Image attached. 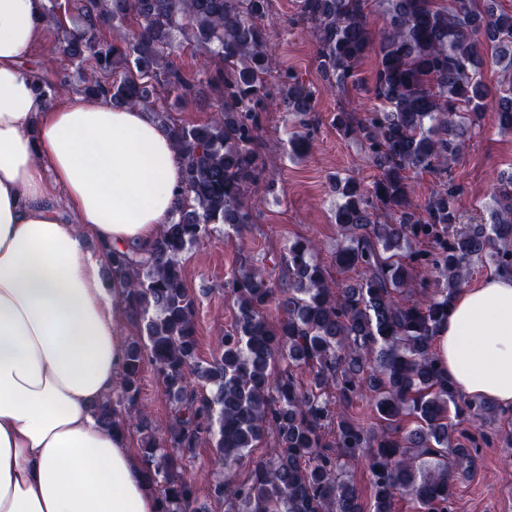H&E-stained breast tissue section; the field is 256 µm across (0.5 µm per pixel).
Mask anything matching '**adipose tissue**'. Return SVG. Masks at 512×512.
<instances>
[{
	"instance_id": "ef3b65f1",
	"label": "adipose tissue",
	"mask_w": 512,
	"mask_h": 512,
	"mask_svg": "<svg viewBox=\"0 0 512 512\" xmlns=\"http://www.w3.org/2000/svg\"><path fill=\"white\" fill-rule=\"evenodd\" d=\"M45 5L0 0V512H159L126 436L92 415L130 313L85 240L149 255L181 160L141 109L40 92L24 59ZM434 353L454 392L512 410L511 272L461 288Z\"/></svg>"
}]
</instances>
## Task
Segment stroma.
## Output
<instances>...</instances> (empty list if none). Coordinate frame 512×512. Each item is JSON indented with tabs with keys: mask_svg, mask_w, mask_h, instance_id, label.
Masks as SVG:
<instances>
[{
	"mask_svg": "<svg viewBox=\"0 0 512 512\" xmlns=\"http://www.w3.org/2000/svg\"><path fill=\"white\" fill-rule=\"evenodd\" d=\"M77 15L75 0H62L60 24L45 25L29 60L49 79L71 74L72 68L56 49L59 27H71ZM270 41V82L290 72L316 87V101L306 117L267 106L256 149L267 161L264 186L249 188L247 200L254 222L243 230L212 225L208 236L182 257L186 284L196 300L198 358L211 360L221 337L234 322L235 309L225 284L239 266L266 268L274 278L283 271L279 258L289 241L311 238L318 242L314 258L327 270L329 283H344L353 275L337 268L334 257L342 245L335 223L337 178L353 176L371 183L378 176L367 152L342 137L333 118L338 109L364 114L372 107L369 96L350 87L339 92L323 80L316 61V41L309 23L300 18V0H271L266 19ZM308 123L310 145L303 154L288 149L291 132ZM512 170V132L500 129L494 107H486L480 130L452 166L462 185L459 208L472 223L487 220L492 194L501 173ZM464 450L450 469L454 512H512V412L496 411L491 419L464 413L456 419ZM196 482L200 503L209 512L224 506L209 496V484L221 474L210 445H202L184 466Z\"/></svg>",
	"mask_w": 512,
	"mask_h": 512,
	"instance_id": "obj_1",
	"label": "stroma"
}]
</instances>
